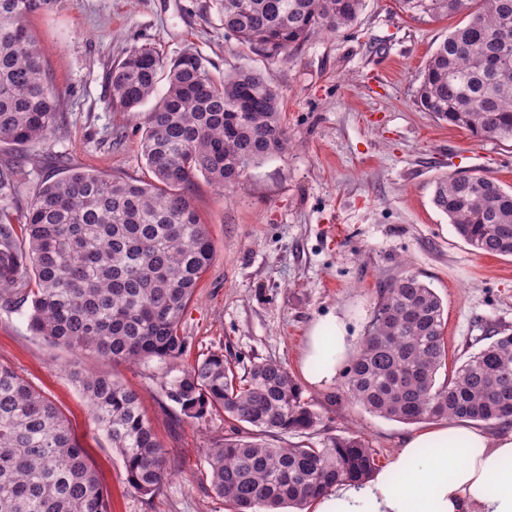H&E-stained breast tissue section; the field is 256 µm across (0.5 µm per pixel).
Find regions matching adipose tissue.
<instances>
[{
    "label": "adipose tissue",
    "instance_id": "ef3b65f1",
    "mask_svg": "<svg viewBox=\"0 0 512 512\" xmlns=\"http://www.w3.org/2000/svg\"><path fill=\"white\" fill-rule=\"evenodd\" d=\"M347 351L343 320L317 322L303 359L308 381L331 376ZM314 512H512V433L448 423L404 436L383 469L337 485Z\"/></svg>",
    "mask_w": 512,
    "mask_h": 512
}]
</instances>
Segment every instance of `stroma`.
Segmentation results:
<instances>
[{
  "label": "stroma",
  "mask_w": 512,
  "mask_h": 512,
  "mask_svg": "<svg viewBox=\"0 0 512 512\" xmlns=\"http://www.w3.org/2000/svg\"><path fill=\"white\" fill-rule=\"evenodd\" d=\"M458 17L415 22L395 0H364L350 30L314 37L285 59L249 51L224 30L214 0H56L28 20L67 124L24 146L0 142V166L37 168L0 207L25 209L39 182L59 178L54 161L116 179H146L140 128L146 108L108 103L114 64L134 48L166 57L196 50L214 73L260 71L281 95L287 149L222 189L197 178L191 195L207 224L214 260L182 318L187 353L172 363L112 362L54 347L29 327V303L0 306V363L13 367L65 413L95 468L109 512H228L206 478V456L251 427L214 416L193 424L163 407L159 382L212 351L237 371L282 362L319 414L312 443L362 433L385 465L415 427L366 412L342 395L341 373L311 384L302 355L311 325L333 315L358 350L380 288L419 275L447 311L448 359L461 362L484 337L512 330V257L475 252L430 202L436 178L459 170L512 186V145L437 121L417 101L418 74ZM112 376L142 396L141 408L168 453L169 477L141 495L92 421L80 379Z\"/></svg>",
  "instance_id": "obj_1"
}]
</instances>
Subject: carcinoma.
<instances>
[{"label":"carcinoma","instance_id":"cac0c4a2","mask_svg":"<svg viewBox=\"0 0 512 512\" xmlns=\"http://www.w3.org/2000/svg\"><path fill=\"white\" fill-rule=\"evenodd\" d=\"M224 30L267 58H288L311 37L336 34L364 0H220ZM55 0H0V142L47 139L66 117L50 86L28 19ZM413 21L463 14L419 78L418 103L477 137L512 142V0H396ZM146 115L140 151L152 180L69 170L44 180L17 218L0 209V302L31 300V331L57 347L112 361L173 362L187 351L180 323L215 250L190 187L202 176L224 188L282 153L281 99L263 75L234 67L217 78L186 50L169 60L133 48L112 67V107ZM26 168L0 169V196ZM433 205L484 255L512 256V188L465 170L436 181ZM442 300L405 273L380 291L360 348L343 375L365 411L406 424L433 419L512 422V332L501 331L438 381L448 359ZM92 417L143 495L168 474L166 451L141 411L140 394L104 374L80 380ZM162 400L189 421L212 414L249 424L211 450L207 476L232 512H296L342 482L376 472L360 434L316 446L319 416L286 366L264 360L243 375L211 352L163 377ZM302 441L272 446L269 434ZM0 512H107L95 470L55 404L0 364Z\"/></svg>","mask_w":512,"mask_h":512}]
</instances>
